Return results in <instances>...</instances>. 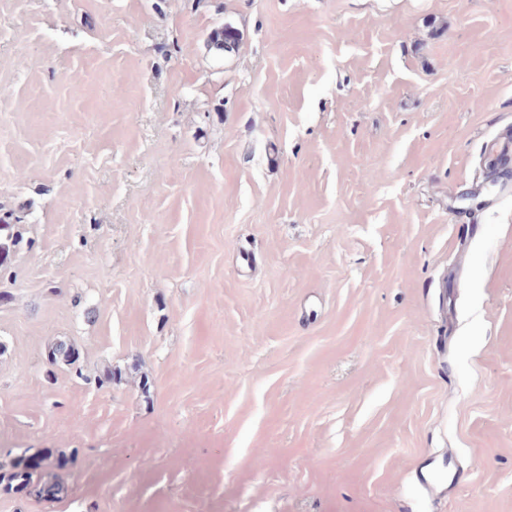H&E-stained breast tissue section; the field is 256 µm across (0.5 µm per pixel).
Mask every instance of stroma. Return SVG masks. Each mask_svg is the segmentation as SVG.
<instances>
[{"label": "stroma", "instance_id": "stroma-1", "mask_svg": "<svg viewBox=\"0 0 512 512\" xmlns=\"http://www.w3.org/2000/svg\"><path fill=\"white\" fill-rule=\"evenodd\" d=\"M505 135L512 0H0V512H512ZM241 41V34L238 29L231 25H224L214 29L208 36L207 43L216 51H229L238 46Z\"/></svg>", "mask_w": 512, "mask_h": 512}]
</instances>
